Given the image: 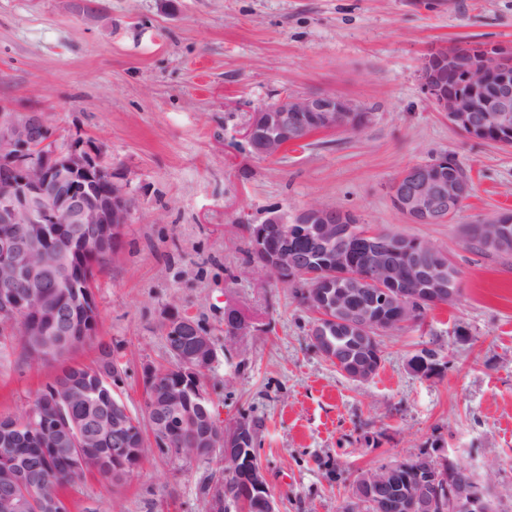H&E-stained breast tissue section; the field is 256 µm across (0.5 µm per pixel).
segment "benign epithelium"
Returning <instances> with one entry per match:
<instances>
[{
  "label": "benign epithelium",
  "instance_id": "obj_1",
  "mask_svg": "<svg viewBox=\"0 0 512 512\" xmlns=\"http://www.w3.org/2000/svg\"><path fill=\"white\" fill-rule=\"evenodd\" d=\"M422 81L434 108L448 115V122L463 135L486 139L493 132L504 145L512 136V44L489 43L473 54L456 47L430 51L422 65ZM351 100L334 92L280 95L276 100L252 108L242 137L257 156L278 157L289 147L336 131L358 133L367 121ZM448 156L409 165L388 187L394 207L412 224H444L464 205L472 193L470 180L448 172ZM132 202L124 186L114 181L112 167L100 147L74 140L56 146L55 132L40 110L8 112L0 107V322L24 334L26 315L43 307L52 315L55 332L80 336L83 317L62 305L52 306V294H62L76 303H96L94 290L77 283L71 275L76 257L87 251L106 250L130 222ZM355 217L336 206L311 203L292 213H272L264 223L252 224L247 235L253 242L255 263L269 277L284 284L300 278H318L308 304L318 308L310 334L320 353L338 361L328 340L332 329L341 326L354 340L357 356L341 371L357 382L370 380L381 366L378 336L393 333L409 324L424 304L453 305L455 289L452 262L444 253L428 265L421 256L433 246L421 240L408 241L376 231H358ZM484 247L491 251L512 249V214L481 219ZM70 247L57 253L52 272L45 271L41 255L62 236ZM369 260V271L352 268L356 251ZM54 292H48V289ZM26 292V299L19 297ZM224 327L236 336L255 331L240 315L226 311ZM168 348L173 355L180 384L162 391L153 389L154 366L142 370L145 386L150 443L134 447L128 440V409L117 402L97 405L90 422H77L71 407L85 403L91 390L74 386L61 398L60 414L44 423L36 422L31 409L20 418L0 424V509L25 512L26 499L17 488L48 502L46 512H61L62 498L43 496L54 483L49 472L30 475L24 461L6 449L13 438L26 430L39 433L50 447H72L70 470L81 475L88 467L86 449L112 438V484L119 485L129 474L126 459L139 462L149 454H169L172 433L197 428L207 415L209 398L205 379L216 359L215 345L199 331L193 318H173L165 324ZM193 336L190 345H180ZM255 426L238 419L232 426L219 423L204 432L200 441L224 460L231 473H240L250 489L249 512H277L274 491L263 470L244 443L255 435ZM399 463H392L368 477L361 498L344 502L342 512H381L373 487L392 482ZM414 470L432 485L445 487L448 512H494L489 487L475 477L461 480L456 465L423 455ZM439 491L419 490L403 502H391L395 512H436Z\"/></svg>",
  "mask_w": 512,
  "mask_h": 512
}]
</instances>
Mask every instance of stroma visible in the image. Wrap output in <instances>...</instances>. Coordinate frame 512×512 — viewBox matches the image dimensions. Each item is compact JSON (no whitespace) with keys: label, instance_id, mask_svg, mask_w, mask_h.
Wrapping results in <instances>:
<instances>
[{"label":"stroma","instance_id":"obj_1","mask_svg":"<svg viewBox=\"0 0 512 512\" xmlns=\"http://www.w3.org/2000/svg\"><path fill=\"white\" fill-rule=\"evenodd\" d=\"M97 2L87 17L72 0H0V105L45 112L58 145L101 147L133 204L96 281L97 332L70 361L115 349L113 392L141 413L144 366L169 359L164 325L189 315L219 351L207 389L220 419L258 423L280 512H341L347 494L319 461L355 472L428 451L492 479L497 512H512V254L476 251L461 234L512 213V149L462 135L421 83L433 47L512 42V0ZM323 91L369 111L368 127L275 159L250 152L252 107ZM443 154L475 190L452 223H409L388 187ZM313 202L427 242L461 271L459 300L423 329L381 337V367L363 383L310 346L311 313L247 254L242 225ZM231 305L254 335L225 339ZM5 343L0 416L20 415L61 364L28 359L19 333ZM428 346L448 367L425 379L409 360ZM215 481L206 462L152 455L121 485L89 472L67 497L70 512H203Z\"/></svg>","mask_w":512,"mask_h":512}]
</instances>
